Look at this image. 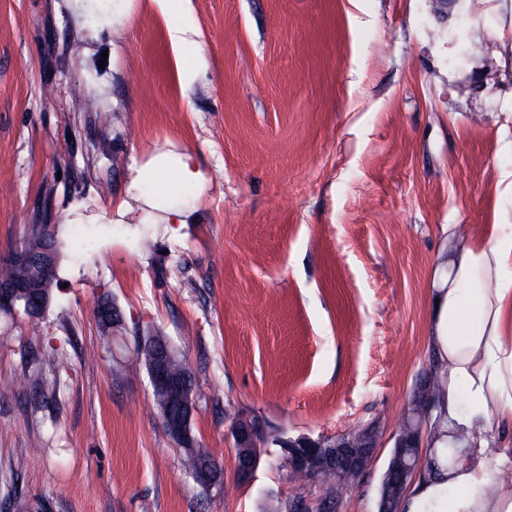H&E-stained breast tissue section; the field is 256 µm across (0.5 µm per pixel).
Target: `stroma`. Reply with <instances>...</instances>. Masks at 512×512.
<instances>
[{
  "mask_svg": "<svg viewBox=\"0 0 512 512\" xmlns=\"http://www.w3.org/2000/svg\"><path fill=\"white\" fill-rule=\"evenodd\" d=\"M71 0H0V256L57 227L53 302L0 312V512H265L322 500L265 443L240 481L232 415L271 435L375 426L336 512H377L433 298L463 244L512 232V12L502 0H191L203 55L183 90L167 21L135 0L114 32ZM112 115L100 126L97 113ZM193 153L195 224H111L135 163ZM109 295L121 331H99ZM158 330L198 388L199 485L166 433L137 333ZM65 350L67 370L46 359Z\"/></svg>",
  "mask_w": 512,
  "mask_h": 512,
  "instance_id": "stroma-1",
  "label": "stroma"
}]
</instances>
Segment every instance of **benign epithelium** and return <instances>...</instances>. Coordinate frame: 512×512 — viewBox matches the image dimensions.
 <instances>
[{
  "label": "benign epithelium",
  "instance_id": "1",
  "mask_svg": "<svg viewBox=\"0 0 512 512\" xmlns=\"http://www.w3.org/2000/svg\"><path fill=\"white\" fill-rule=\"evenodd\" d=\"M31 290L25 284L0 288V307L11 308L15 297ZM156 356L148 369L152 391L162 395L169 390L184 394L183 404L190 415L196 412V387L187 376L176 377L168 369L171 355L170 345L161 337L155 339ZM434 407L433 391L423 386L415 392L411 407L399 429L392 436L393 447L403 452L410 449L404 460L407 480L393 487L394 497L386 500L378 512H397V502L405 492L409 479L422 466L423 455L416 452L422 447L423 436L429 427L431 410ZM161 423L171 438L182 448L196 447L192 430L175 422L171 414L161 418ZM231 438L236 451L239 477L249 479L257 469L261 457V445L265 441L264 429L257 420L239 417L231 430ZM283 448L288 465L296 475H303L315 482H324V474L329 471H344L359 478L376 457L380 439L376 428L370 427L360 433L348 431L333 437L314 439L306 435L277 437Z\"/></svg>",
  "mask_w": 512,
  "mask_h": 512
}]
</instances>
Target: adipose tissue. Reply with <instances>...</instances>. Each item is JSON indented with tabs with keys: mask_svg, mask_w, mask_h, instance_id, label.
Returning a JSON list of instances; mask_svg holds the SVG:
<instances>
[{
	"mask_svg": "<svg viewBox=\"0 0 512 512\" xmlns=\"http://www.w3.org/2000/svg\"><path fill=\"white\" fill-rule=\"evenodd\" d=\"M190 0H158L172 48L180 56L183 87L193 84L202 58L194 31L180 24ZM206 177L193 154L161 152L134 170L139 206L123 203L115 224H190L197 207L184 193ZM431 344L449 367L432 420L445 433L452 466L425 464L409 484L399 512H512V490L501 476L512 468V449L494 425H512V236L465 245L437 291Z\"/></svg>",
	"mask_w": 512,
	"mask_h": 512,
	"instance_id": "ef3b65f1",
	"label": "adipose tissue"
}]
</instances>
